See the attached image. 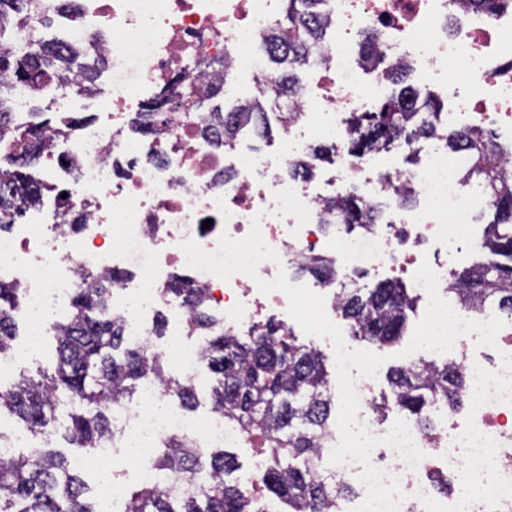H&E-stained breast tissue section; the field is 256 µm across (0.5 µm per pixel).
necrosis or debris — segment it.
Here are the masks:
<instances>
[{"instance_id": "necrosis-or-debris-1", "label": "necrosis or debris", "mask_w": 512, "mask_h": 512, "mask_svg": "<svg viewBox=\"0 0 512 512\" xmlns=\"http://www.w3.org/2000/svg\"><path fill=\"white\" fill-rule=\"evenodd\" d=\"M285 0H40L25 29L37 40L61 48L81 45L107 67L84 96L49 85L56 120L45 132L51 143L40 160L54 189L26 211L24 223L0 232V282L18 284L21 316L30 333L42 335L61 314L85 272H124L112 287V313L125 320L131 345L158 353L173 372L197 376L204 344L179 341L157 348L152 340L160 309L175 311L188 325L187 310L167 291L182 273L204 288L209 311L225 328L240 331L275 322L288 326L289 300L281 291L261 293L257 279L285 272L325 298L337 319L339 288L402 270L422 301L418 336L428 349L451 356L464 374L463 412L425 432L410 431L423 457L408 465L395 448L376 446L371 464L396 478L399 512H512V328L495 315L449 299L448 272L483 232L473 220L477 201L464 182V154L448 149L449 132L477 123L497 124L512 114V0L501 10L483 0L463 7L455 0H325L328 24L321 47L326 65L302 81L294 110L278 146L267 149L242 132L227 148L202 131L204 114L189 112L159 139L137 132L149 100L167 89L216 81L217 60L250 76L270 75L260 46ZM54 15L55 30L44 17ZM373 37L380 59L352 60V44ZM428 74L447 113L446 130L419 144L418 163L405 165L403 144L358 158L348 150L346 115L369 112L385 90L378 60ZM463 64L458 76L441 65ZM95 101L79 134L68 131L69 114L80 98ZM336 148L330 166L295 175L294 161L315 142ZM414 190L416 202L393 204L399 188ZM356 190L378 205L377 224L347 231L323 210L325 201ZM260 217L265 243L279 255L257 268V278L238 273L224 281L190 268L181 248L193 239L214 251L222 235L240 239ZM210 228H203V221ZM323 261L335 272L326 285L296 274L298 263ZM374 380L355 381L359 423L386 436L393 422L388 404L373 396ZM164 391L153 379L142 383L136 401L116 408L114 433L92 468L121 457L151 455L162 440L181 436L203 448H248L252 466L239 478L254 496L268 460V444L220 413H188L160 407ZM452 476L450 492L436 488V476Z\"/></svg>"}]
</instances>
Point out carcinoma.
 <instances>
[{
	"label": "carcinoma",
	"mask_w": 512,
	"mask_h": 512,
	"mask_svg": "<svg viewBox=\"0 0 512 512\" xmlns=\"http://www.w3.org/2000/svg\"><path fill=\"white\" fill-rule=\"evenodd\" d=\"M34 2L0 0V75L19 85L34 86L59 71L84 70L85 66L78 65L84 56L80 46L65 52L40 42L12 46ZM322 4L323 0H287L284 15L265 39L276 76L254 100L235 105L224 122L208 126L217 138L224 139V146H234L240 123L250 124L259 137H271L260 104L271 98H291L300 87L301 73L325 63L310 52L322 36ZM381 75L401 88L378 111L351 113L349 149L359 157L397 140L418 144L440 128L442 106L434 97H423L405 84L406 70L384 66ZM178 95L176 104L166 95L145 106L154 121L140 127L142 137L159 135L170 113L199 108L196 87H187ZM46 125L45 121L18 124L0 108V145L25 142L23 153L0 166V228L15 223L25 206L39 200L46 189L35 176L36 159L48 150ZM448 143L466 151L465 180H477L494 211L481 245L487 260L451 273L452 291L471 308H493L512 319V177L502 168V161L512 157V146L500 143L494 132L480 125L448 135ZM336 205L350 230L375 221L371 205L354 192ZM122 277L115 272L90 275L86 286L72 294L67 319L53 329L54 362L38 367L34 375L21 373L7 385L0 383V417H13L18 429L37 436L63 403L68 407V421L62 436L88 457L112 436L113 407L131 399L148 377L156 379L183 408H197L196 379L167 375L161 359L129 345L125 324L112 318V283ZM168 292L189 310L191 331L208 333L204 362L215 377L210 391L212 411L271 440L267 467L260 478L264 496L287 504L290 512H333L336 499L347 495L350 486L325 479L310 466L320 453L318 435L331 422L333 411L325 355L285 338L274 323L245 336L224 332L205 309L202 289L193 287L187 277H174ZM415 302L402 283L388 281L372 288L348 289L339 312L351 336L383 347L404 336ZM20 308L19 289L0 283V351L15 345ZM389 383L398 410L427 429L431 426L428 407L457 404L463 377L453 365L422 359L392 369ZM149 464L161 480L192 478L198 482L197 489L173 497L157 484H142L127 497V512H254L239 483L227 482L226 477L237 470V461L222 449L206 453L187 447L176 436ZM87 491L79 467L60 451L17 448L0 454V512H97L86 498Z\"/></svg>",
	"instance_id": "1"
}]
</instances>
